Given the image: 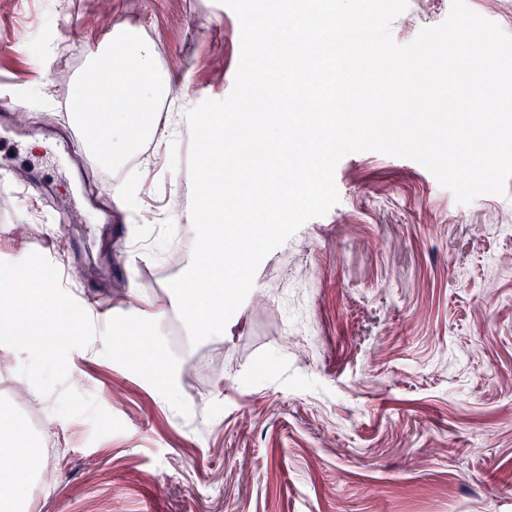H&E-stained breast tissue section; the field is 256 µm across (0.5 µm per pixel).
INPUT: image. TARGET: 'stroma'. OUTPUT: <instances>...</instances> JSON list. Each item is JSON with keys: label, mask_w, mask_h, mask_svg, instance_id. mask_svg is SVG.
Here are the masks:
<instances>
[{"label": "stroma", "mask_w": 512, "mask_h": 512, "mask_svg": "<svg viewBox=\"0 0 512 512\" xmlns=\"http://www.w3.org/2000/svg\"><path fill=\"white\" fill-rule=\"evenodd\" d=\"M0 0V91L27 126H61L59 73L86 76V45L113 21L146 30L176 62L186 108L226 99L240 24L221 0ZM451 0H408L391 24L412 42L443 22ZM191 143L148 153L156 178L123 173L122 202L138 235L100 255L103 228L58 229L22 187L0 191V261L44 255L94 320L96 338L70 352L67 383L124 425L97 438L89 418L41 406L57 477H33L26 512H512V179L468 204L419 163L375 151L335 170L340 201L258 265L221 336L174 355L223 363L204 394L177 412L146 380L104 354L109 321L133 311L131 292L176 300L150 280L190 224ZM37 168L59 198L70 173L51 149L0 147ZM148 249L153 266L123 254Z\"/></svg>", "instance_id": "35a3bbf8"}]
</instances>
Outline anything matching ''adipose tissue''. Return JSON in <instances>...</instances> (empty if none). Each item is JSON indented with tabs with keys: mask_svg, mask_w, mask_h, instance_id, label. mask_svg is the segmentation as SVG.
Wrapping results in <instances>:
<instances>
[{
	"mask_svg": "<svg viewBox=\"0 0 512 512\" xmlns=\"http://www.w3.org/2000/svg\"><path fill=\"white\" fill-rule=\"evenodd\" d=\"M84 55L92 77L76 82L75 95L100 92L86 149L93 161L117 171L144 144L169 137L158 106L176 91L172 71L143 32L120 22L113 23L107 41L87 46Z\"/></svg>",
	"mask_w": 512,
	"mask_h": 512,
	"instance_id": "obj_1",
	"label": "adipose tissue"
}]
</instances>
